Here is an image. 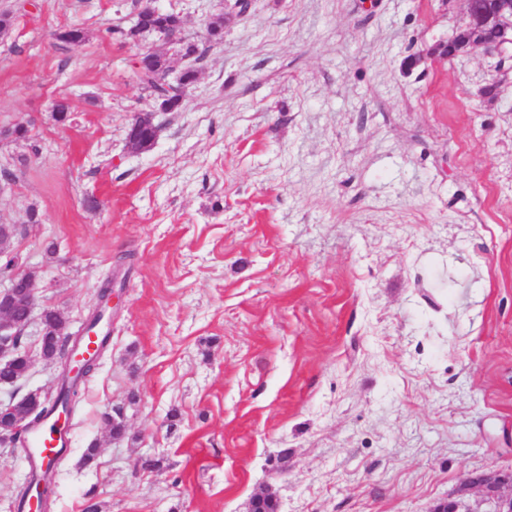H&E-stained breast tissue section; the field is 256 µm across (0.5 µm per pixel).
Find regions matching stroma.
<instances>
[{"mask_svg": "<svg viewBox=\"0 0 512 512\" xmlns=\"http://www.w3.org/2000/svg\"><path fill=\"white\" fill-rule=\"evenodd\" d=\"M132 2L0 0V126L28 129L0 142L28 159L0 185L10 251L70 331L106 276L119 297L52 512H246L265 490L278 512H433L512 472V76L434 54L463 0H250L142 153L134 63L161 41L106 32ZM157 4L194 40L226 11ZM38 330L0 400L55 392ZM28 475L0 443V512Z\"/></svg>", "mask_w": 512, "mask_h": 512, "instance_id": "stroma-1", "label": "stroma"}]
</instances>
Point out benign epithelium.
I'll use <instances>...</instances> for the list:
<instances>
[{
  "label": "benign epithelium",
  "instance_id": "1",
  "mask_svg": "<svg viewBox=\"0 0 512 512\" xmlns=\"http://www.w3.org/2000/svg\"><path fill=\"white\" fill-rule=\"evenodd\" d=\"M466 23L455 33L449 44L456 46L465 55L481 53L498 57V67L509 66L512 70V0H485V5H476L475 0H465ZM486 29H494L499 41L493 45L482 39ZM29 308V319H34L37 308L35 281L29 271L14 267L0 276V338L17 336L23 328L13 319L12 310L19 304ZM22 360L31 366L28 353L11 347L0 348V364L9 365ZM94 363L82 356H71L62 363V373L70 377L83 375ZM44 404V397L35 391L17 401H0V442L15 437L27 426ZM476 483L483 488V495L477 505L464 498L468 486ZM512 487V474L488 473L476 480L464 479L457 499L453 501L452 512H512V492L503 491L504 486Z\"/></svg>",
  "mask_w": 512,
  "mask_h": 512
}]
</instances>
